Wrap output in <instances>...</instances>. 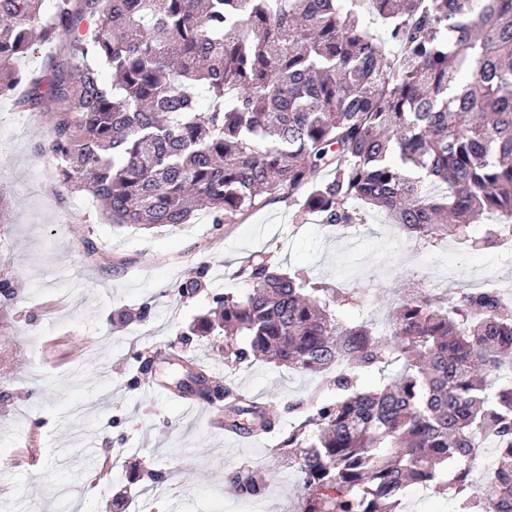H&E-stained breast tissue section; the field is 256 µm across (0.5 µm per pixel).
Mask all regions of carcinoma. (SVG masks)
<instances>
[{"instance_id":"cac0c4a2","label":"carcinoma","mask_w":512,"mask_h":512,"mask_svg":"<svg viewBox=\"0 0 512 512\" xmlns=\"http://www.w3.org/2000/svg\"><path fill=\"white\" fill-rule=\"evenodd\" d=\"M0 0V97L46 117L40 154L113 224L215 228L272 195L312 184L304 212L355 224L371 208L410 244L504 243L512 226V0ZM69 41L13 65L33 41ZM108 69L116 81L100 77ZM207 93L202 106L200 92ZM329 172L325 180L317 175ZM253 285L213 295L224 358L263 356L298 373L347 363L336 399L304 411L280 448L306 493L297 512H402L416 485L453 512H512V305L481 289L417 291L387 331L333 305L363 307L305 271L262 260ZM18 300L0 280V312ZM399 362L371 389L361 378ZM226 423L265 432L261 407ZM501 481L471 473L483 445ZM245 502L265 484L224 475Z\"/></svg>"}]
</instances>
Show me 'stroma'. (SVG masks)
Returning <instances> with one entry per match:
<instances>
[{"label":"stroma","instance_id":"1","mask_svg":"<svg viewBox=\"0 0 512 512\" xmlns=\"http://www.w3.org/2000/svg\"><path fill=\"white\" fill-rule=\"evenodd\" d=\"M46 131L27 112L0 106V188L10 207L0 216V279L19 294L0 343V512H125L151 498L153 512H253L225 484V473L248 467L268 476L265 506L289 512L304 493L292 472L278 470L279 444L295 417L288 402L330 400L320 374L283 366L224 363L223 337L196 336L193 321L214 294L250 287L239 273L261 259L281 271L304 270L329 284L364 291L360 315L384 323L391 303L461 265L502 274L512 296V272L487 255L438 245L424 266L375 213L361 228L363 245L303 214L304 192L274 195L236 223L214 227L208 211L175 227L111 224L87 192L58 202L59 178L33 146ZM97 253L85 257L82 243ZM198 281V290L180 288ZM146 323L132 321L141 304ZM219 375L234 391L278 404L267 411L272 431L255 439L213 424L211 405L187 408L175 391L190 363ZM154 460L167 491L153 496L146 476L113 470L117 452Z\"/></svg>","mask_w":512,"mask_h":512}]
</instances>
